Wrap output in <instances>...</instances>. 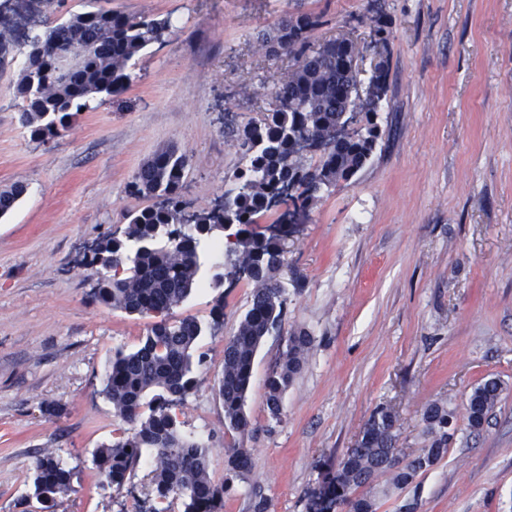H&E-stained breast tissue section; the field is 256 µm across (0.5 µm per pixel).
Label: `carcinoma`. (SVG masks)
<instances>
[{
  "mask_svg": "<svg viewBox=\"0 0 512 512\" xmlns=\"http://www.w3.org/2000/svg\"><path fill=\"white\" fill-rule=\"evenodd\" d=\"M318 21L307 12L289 15L270 32L259 35L267 49L279 45L297 59L296 66L269 92V108L235 130L241 166L234 172L236 187L224 193L221 207L203 215L204 222L184 221L182 187L187 167L185 154L160 149L134 173L131 194L160 202L128 216L125 239L101 238L88 265L95 268L94 299L129 315L157 318L140 345L118 349L106 368L102 392L116 413L137 425L132 436L119 437L93 454V464L112 490L121 493L143 451L151 457V484L158 503L172 494L184 497V512H223L224 491L230 482L244 480L252 468L250 449L239 445L227 459L221 483L209 474L208 448L183 434L178 410L193 390L194 372L204 362L197 353L206 329L224 320V296L213 306L211 321L196 318L170 321L173 307L199 286L202 253L219 243L224 247V272L211 278L214 288L224 280L245 277L253 289L247 309L224 345V366L217 394L224 405V428L244 436L251 429L246 411L254 360L264 339L282 327L287 298L279 276L284 266L288 225L277 218L281 232L257 230L258 219L273 211L272 201L287 186L293 194L281 200L286 207L305 210L340 181H348L371 160L379 139L374 122L381 99L360 98V72L341 60L354 52L344 39L318 45L307 34ZM172 24L168 18L133 17L120 10L90 9L65 19L35 35L27 48L29 63L22 65L15 82L21 101L20 123L31 139L44 141L58 127L89 108L90 100L104 98L124 88L127 68L148 47L164 41ZM49 44L84 51L82 63L60 78L52 68L36 77L33 67L43 66L35 52ZM358 115L361 126L347 140L334 136L346 111ZM324 144L317 160L296 159L300 140ZM27 192L23 183L0 190V217L8 215ZM313 338L303 329L292 331L286 350L265 382L264 406L273 419L280 418L282 397L303 369ZM503 383L489 377L468 396L469 427L480 430L497 405ZM454 411L441 401L425 408L421 421L428 446L395 468L389 456L397 443L398 415L387 406L377 408L346 450L338 467L323 475L333 496L347 501L351 512H376L379 495L403 490L448 454L452 435L448 419ZM390 474L388 487L375 481ZM72 472L59 460H36L31 477L32 496L45 512H55L58 498L72 490ZM359 489L365 490L355 496Z\"/></svg>",
  "mask_w": 512,
  "mask_h": 512,
  "instance_id": "obj_1",
  "label": "carcinoma"
}]
</instances>
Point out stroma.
<instances>
[{
  "label": "stroma",
  "mask_w": 512,
  "mask_h": 512,
  "mask_svg": "<svg viewBox=\"0 0 512 512\" xmlns=\"http://www.w3.org/2000/svg\"><path fill=\"white\" fill-rule=\"evenodd\" d=\"M133 16L170 18L171 34L136 59L130 82L94 99L58 136L30 139L18 122L15 80L27 44L86 0H0V190L26 195L0 218V512H40L30 499L36 457L73 472L56 512H146L151 464L141 458L122 493L92 463L101 444L132 424L103 394L115 349L135 348L153 319L93 298L88 250L123 237L129 193L152 154L188 158L185 215L211 210L240 164L224 134L269 107V89L294 66L268 54L259 33L302 10L319 15L311 43L344 38L356 67L387 70L378 145L294 225L281 280L287 310L259 348L246 410L250 433L224 431L216 385L224 344L250 299L247 280L195 290L170 320L206 321L216 299L224 322L206 330L203 364L180 419L226 475V450L252 451V470L224 494V512H306L311 490L354 447L376 407L399 415L406 456L428 444L421 413L447 401L457 416L448 453L418 486L380 497L377 512H512V0H95ZM386 41H379L377 28ZM314 338L302 373L268 417L265 380L290 332ZM504 384L483 428L466 405L488 377Z\"/></svg>",
  "instance_id": "1"
}]
</instances>
